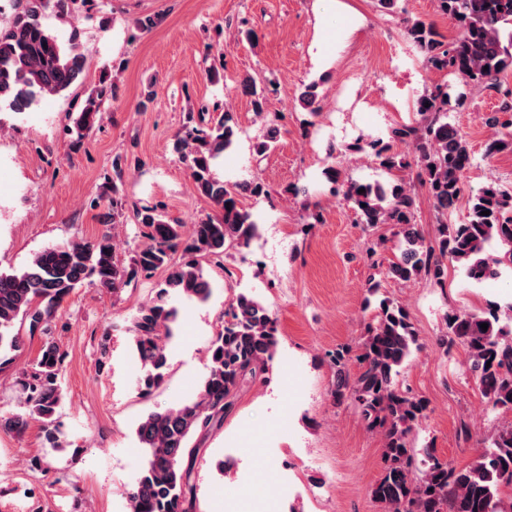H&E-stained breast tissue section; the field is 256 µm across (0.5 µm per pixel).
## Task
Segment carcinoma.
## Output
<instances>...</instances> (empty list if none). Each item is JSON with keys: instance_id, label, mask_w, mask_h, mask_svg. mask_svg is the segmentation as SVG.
<instances>
[{"instance_id": "obj_1", "label": "carcinoma", "mask_w": 512, "mask_h": 512, "mask_svg": "<svg viewBox=\"0 0 512 512\" xmlns=\"http://www.w3.org/2000/svg\"><path fill=\"white\" fill-rule=\"evenodd\" d=\"M14 12L0 23V104L22 113L39 98L56 95L83 73L85 54L76 43L63 48L42 24L46 11L61 17L74 0H11ZM438 10L457 22L458 33L445 42L434 26L421 19L405 20V34L431 71L448 72L464 84L500 91V76L512 70V0H436ZM99 91L89 96L73 119L71 132L82 140L99 119ZM451 94L448 84H437L416 101L420 120L391 131L392 139L409 144L414 162L381 139H356L342 151L369 152L389 175L385 182L362 183L340 179L329 167L325 175L336 193L374 227L390 224L399 236L397 261L387 274L410 281L426 277L440 284L447 261L456 263L474 281L497 278L500 266L512 269V186L492 182L469 201L466 219L448 224L464 188L471 164L466 138L448 121ZM486 123L512 127V102L504 99ZM239 127L231 112L216 116L187 113V121L173 141L172 151L187 162L198 193L211 202L219 217L208 216L186 226L156 206L133 211L134 224L147 243L127 265L118 261L112 236L104 232L94 242L72 240L36 253L21 271L0 270V366L11 363L10 353L29 336L47 332L62 303L75 290L97 286L116 293L128 282L149 279L166 271L155 297L140 306L132 319V332L142 375L137 384L144 394L163 381L168 368L164 339L171 335L174 298L205 301L211 284L202 260L221 259L230 249L249 247L258 227L253 215L240 205L241 192L264 194L260 182L229 184L214 171L215 160L236 141ZM512 152V134L490 140L486 155ZM416 165L417 177L427 186L440 219L441 240L434 246L414 223L416 196L399 172ZM112 220L122 216L123 168L113 161ZM489 214H484V211ZM496 243L502 256L486 255ZM182 252L185 260L173 255ZM488 324L482 330L480 324ZM445 336L459 341L467 352L469 369L476 375L482 395L493 411H512V303L489 305L482 313L452 312L445 320ZM277 327L269 308L246 293L235 295L224 309V326L208 347L207 371L195 395L175 406L151 411L136 428L145 450L144 466L126 491L128 512H194L191 484L198 448L194 435L206 433L224 420L237 392L266 374L277 345ZM421 348L418 334L404 310L388 298L378 303L375 323L367 328L359 369L349 373L346 351L336 352L337 401L349 400L367 427L384 439L383 472L372 489L375 501L387 512H512V421L498 425L481 441L470 465L457 469L440 461L435 448L417 452L409 442L414 426L424 417L423 400L402 390L403 365ZM64 355L54 340L43 341L37 360L23 372L24 411L0 416V430L22 434L31 420L41 423L51 448L62 447L57 424L63 395L59 377Z\"/></svg>"}]
</instances>
